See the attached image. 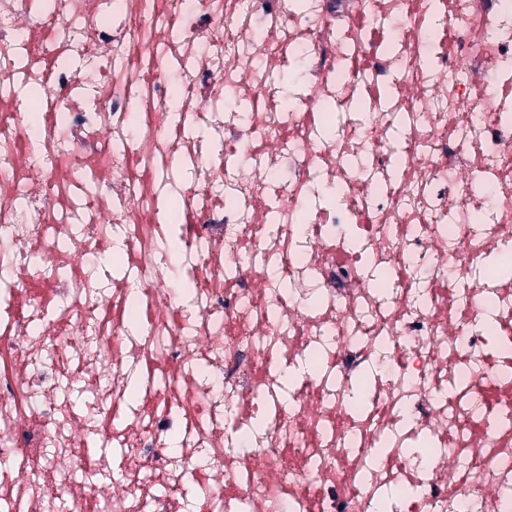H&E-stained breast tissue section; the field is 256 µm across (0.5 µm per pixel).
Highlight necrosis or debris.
Returning <instances> with one entry per match:
<instances>
[{
    "label": "necrosis or debris",
    "instance_id": "obj_1",
    "mask_svg": "<svg viewBox=\"0 0 512 512\" xmlns=\"http://www.w3.org/2000/svg\"><path fill=\"white\" fill-rule=\"evenodd\" d=\"M505 253L512 0H0V512H512Z\"/></svg>",
    "mask_w": 512,
    "mask_h": 512
}]
</instances>
